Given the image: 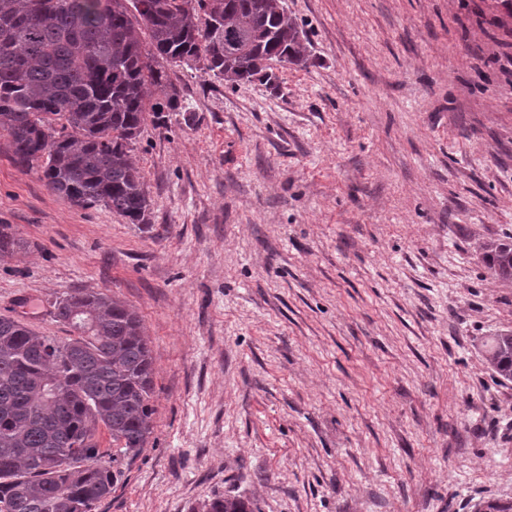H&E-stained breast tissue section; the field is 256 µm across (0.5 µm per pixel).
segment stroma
I'll list each match as a JSON object with an SVG mask.
<instances>
[{
    "instance_id": "1",
    "label": "stroma",
    "mask_w": 512,
    "mask_h": 512,
    "mask_svg": "<svg viewBox=\"0 0 512 512\" xmlns=\"http://www.w3.org/2000/svg\"><path fill=\"white\" fill-rule=\"evenodd\" d=\"M277 89L167 66L181 108L132 145L150 221L82 208L0 140V315L140 316L153 431L94 512H476L512 502V16L500 0H285ZM482 262L501 280L512 281V239L483 246ZM485 346L484 357L492 373L502 380L512 381V333L491 336ZM206 507L207 512H255L252 504L240 497H217Z\"/></svg>"
}]
</instances>
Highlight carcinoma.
Segmentation results:
<instances>
[{
  "instance_id": "cac0c4a2",
  "label": "carcinoma",
  "mask_w": 512,
  "mask_h": 512,
  "mask_svg": "<svg viewBox=\"0 0 512 512\" xmlns=\"http://www.w3.org/2000/svg\"><path fill=\"white\" fill-rule=\"evenodd\" d=\"M281 0H0V139L15 165L36 169L74 205H104L149 223L150 201L131 144L148 117L179 108L160 61L233 85H274L271 63L307 67L303 32ZM21 247L0 229V258ZM482 262L512 281V239ZM55 317L64 343L0 317V512H93L152 433L154 367L141 319L103 292H74ZM493 374L512 381V333L486 342ZM207 512H255L217 497Z\"/></svg>"
}]
</instances>
